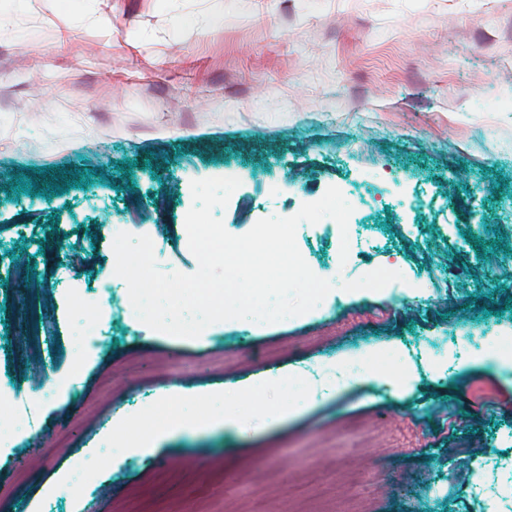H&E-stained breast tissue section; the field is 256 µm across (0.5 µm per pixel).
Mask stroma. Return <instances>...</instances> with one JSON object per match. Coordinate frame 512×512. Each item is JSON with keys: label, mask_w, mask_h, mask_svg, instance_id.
Wrapping results in <instances>:
<instances>
[{"label": "stroma", "mask_w": 512, "mask_h": 512, "mask_svg": "<svg viewBox=\"0 0 512 512\" xmlns=\"http://www.w3.org/2000/svg\"><path fill=\"white\" fill-rule=\"evenodd\" d=\"M500 98L512 0H0V418L25 427L0 512H512V374L481 362L512 340ZM226 173L235 236L338 187L357 280L202 342L155 331L113 240L194 273L190 183ZM296 243L319 276L344 245L329 218ZM339 358L358 381L302 410L300 368ZM228 392L240 424L171 431Z\"/></svg>", "instance_id": "stroma-1"}]
</instances>
